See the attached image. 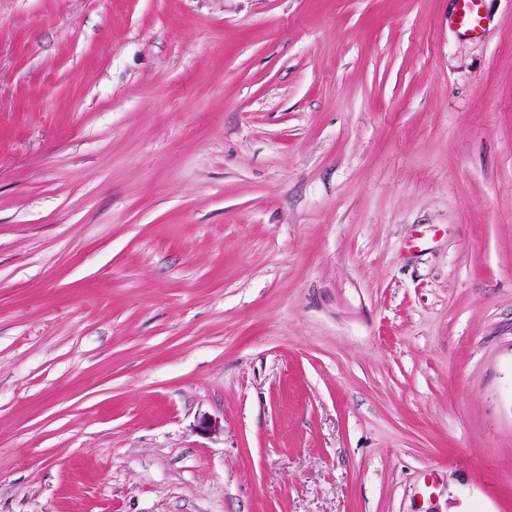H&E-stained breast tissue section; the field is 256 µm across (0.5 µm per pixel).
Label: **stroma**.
<instances>
[{
  "label": "stroma",
  "instance_id": "obj_1",
  "mask_svg": "<svg viewBox=\"0 0 512 512\" xmlns=\"http://www.w3.org/2000/svg\"><path fill=\"white\" fill-rule=\"evenodd\" d=\"M483 12L0 0V512H512Z\"/></svg>",
  "mask_w": 512,
  "mask_h": 512
}]
</instances>
